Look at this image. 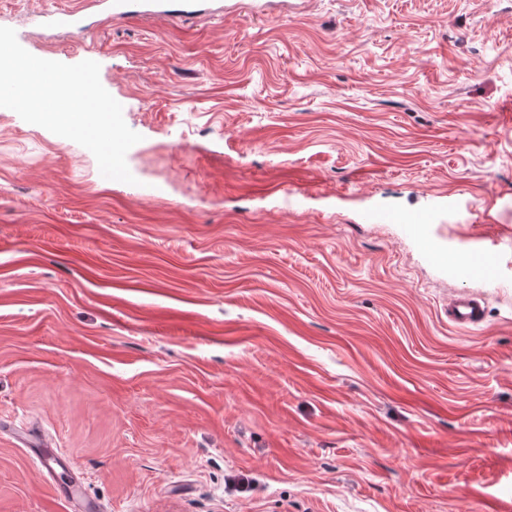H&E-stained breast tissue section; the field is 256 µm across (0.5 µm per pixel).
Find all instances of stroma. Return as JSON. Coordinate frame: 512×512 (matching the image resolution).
Wrapping results in <instances>:
<instances>
[{
    "instance_id": "1",
    "label": "stroma",
    "mask_w": 512,
    "mask_h": 512,
    "mask_svg": "<svg viewBox=\"0 0 512 512\" xmlns=\"http://www.w3.org/2000/svg\"><path fill=\"white\" fill-rule=\"evenodd\" d=\"M61 2L0 0V26L65 64L93 45L142 139L107 180L0 107V512H512V0L28 25ZM390 210L489 236L499 280ZM374 220L380 224H400L406 235L419 239L423 243H431L438 252L443 253L437 242L428 239L429 217L425 214L392 211L377 215ZM448 319L462 327L478 325L483 320V306L476 297L456 296L448 304ZM27 447H28V451H29L31 457L33 458V460L35 462L39 463L40 465H42V467L53 476V481H54V485H55L54 490H57L58 492L63 493V492H66L68 489H70V487L72 485H76L75 483L77 482V480L73 474H72V482L73 483L68 484L65 488L62 487L61 485H57L52 470L54 469V465H57V457H59L58 455H55L51 451L45 449L47 447L32 448L31 446H28V445H27Z\"/></svg>"
}]
</instances>
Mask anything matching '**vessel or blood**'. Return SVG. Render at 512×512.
<instances>
[{"instance_id": "b4317fda", "label": "vessel or blood", "mask_w": 512, "mask_h": 512, "mask_svg": "<svg viewBox=\"0 0 512 512\" xmlns=\"http://www.w3.org/2000/svg\"><path fill=\"white\" fill-rule=\"evenodd\" d=\"M91 7L99 8L115 20L134 16L190 20L217 16L225 10L224 0H75L73 7L68 9L32 13L30 21L38 26L77 28L83 22L86 9ZM376 221L401 225L406 235L420 241L428 239L429 218L425 214L392 211L377 215ZM451 269L462 279L481 275L493 280L499 275L497 254L484 244H469L455 252ZM448 319L462 327L478 325L483 320V307L476 297L457 296L448 304Z\"/></svg>"}]
</instances>
